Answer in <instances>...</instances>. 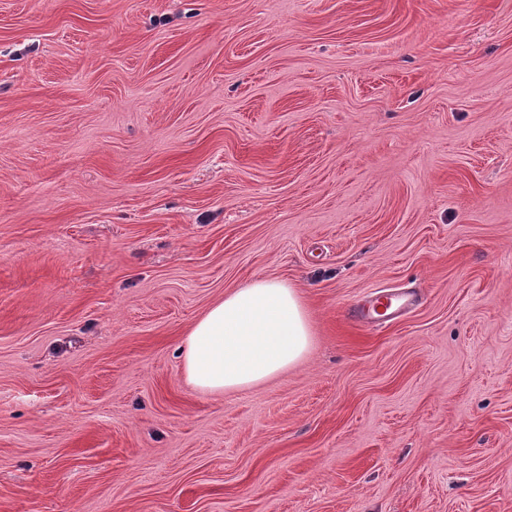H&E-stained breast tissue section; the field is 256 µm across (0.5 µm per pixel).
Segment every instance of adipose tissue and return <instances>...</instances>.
Here are the masks:
<instances>
[{"mask_svg":"<svg viewBox=\"0 0 512 512\" xmlns=\"http://www.w3.org/2000/svg\"><path fill=\"white\" fill-rule=\"evenodd\" d=\"M312 345L296 288L259 276L226 292L193 323L182 341L183 370L202 392H249L296 367Z\"/></svg>","mask_w":512,"mask_h":512,"instance_id":"adipose-tissue-1","label":"adipose tissue"}]
</instances>
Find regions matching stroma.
Masks as SVG:
<instances>
[{
	"label": "stroma",
	"instance_id": "stroma-1",
	"mask_svg": "<svg viewBox=\"0 0 512 512\" xmlns=\"http://www.w3.org/2000/svg\"><path fill=\"white\" fill-rule=\"evenodd\" d=\"M0 512H512V0H0ZM312 345L296 288L259 276L224 293L193 323L182 341L183 370L202 392H249L296 367ZM403 298L395 294H379L368 304L358 309L357 318L365 324L387 321L401 305Z\"/></svg>",
	"mask_w": 512,
	"mask_h": 512
}]
</instances>
